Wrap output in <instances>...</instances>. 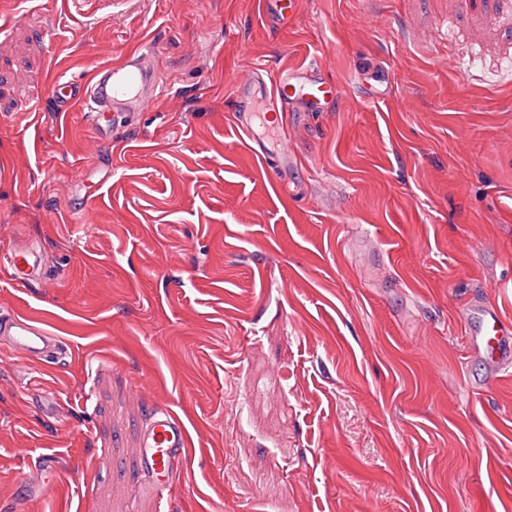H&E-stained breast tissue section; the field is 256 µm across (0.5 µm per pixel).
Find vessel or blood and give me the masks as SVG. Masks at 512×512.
<instances>
[{
    "instance_id": "1",
    "label": "vessel or blood",
    "mask_w": 512,
    "mask_h": 512,
    "mask_svg": "<svg viewBox=\"0 0 512 512\" xmlns=\"http://www.w3.org/2000/svg\"><path fill=\"white\" fill-rule=\"evenodd\" d=\"M266 19L281 22L293 17L295 0H262ZM154 47L144 41L117 63L102 64L88 77L59 80L53 93L60 110L81 104L92 118L95 132L111 138L124 118L144 111L159 87L153 63ZM234 125L245 136L252 151L264 155L259 129L275 122L281 105H295L302 112L328 111L339 97V87L325 79L312 64L300 65L282 73L273 85H266L260 73L235 86ZM5 267L14 282L29 284L37 267L35 253L26 246L12 250ZM463 323V350L466 361L481 362L483 372L471 381V389H482L499 374L512 370V319L495 305L472 300L459 307ZM7 346L26 359L52 357L59 341L41 324L12 314L0 315V346ZM187 445V431L170 410L153 408L144 431L142 473L153 483L172 478L174 464Z\"/></svg>"
}]
</instances>
